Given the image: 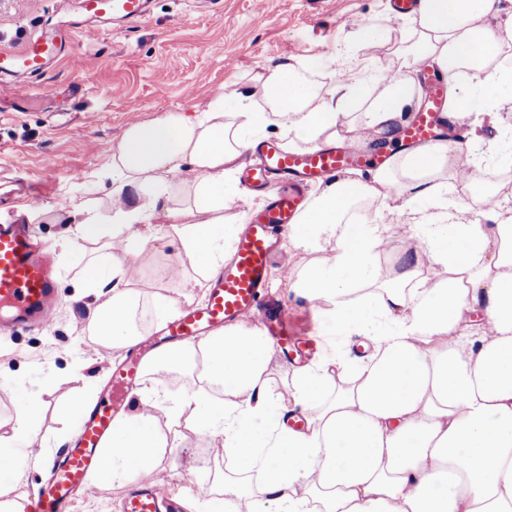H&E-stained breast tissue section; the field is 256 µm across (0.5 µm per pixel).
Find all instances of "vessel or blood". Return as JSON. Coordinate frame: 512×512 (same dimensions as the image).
Masks as SVG:
<instances>
[{
  "instance_id": "1",
  "label": "vessel or blood",
  "mask_w": 512,
  "mask_h": 512,
  "mask_svg": "<svg viewBox=\"0 0 512 512\" xmlns=\"http://www.w3.org/2000/svg\"><path fill=\"white\" fill-rule=\"evenodd\" d=\"M148 0H82L87 19L133 23L144 18ZM68 39L62 34L29 39L19 53L0 52V79L37 78L64 54ZM448 83L434 77L418 114L401 132L406 146L429 148L446 136L465 141L466 129L447 117ZM256 163L246 165L240 176L247 192L264 191L261 208L246 212L233 259L207 285L203 304L190 305L168 317L154 343L161 353L202 336L217 333L232 323L250 322L259 315L277 230L296 223L307 207L306 188L350 168L378 169L389 163L390 153L376 148L365 155L347 145L331 144L289 152L276 142L252 146ZM59 302L57 279L49 255L34 243L29 228L20 222L0 223V307L11 311L0 320V332L21 326L31 332L44 330ZM274 342L299 352L316 348L313 339L294 335L286 313L275 314L269 325ZM147 355L130 352L111 368L108 387L94 404L82 408L77 436L55 457L49 476L30 493L24 512H70L77 493L86 487L88 474L112 436L116 418L124 412L128 394L145 372ZM180 506L156 479L142 478L123 501V512H179Z\"/></svg>"
}]
</instances>
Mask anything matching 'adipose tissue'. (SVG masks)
Segmentation results:
<instances>
[{"label": "adipose tissue", "instance_id": "1", "mask_svg": "<svg viewBox=\"0 0 512 512\" xmlns=\"http://www.w3.org/2000/svg\"><path fill=\"white\" fill-rule=\"evenodd\" d=\"M497 4L420 0L395 50L399 67L378 75L369 99L364 78L340 79L324 96L305 66L285 62L266 79L264 106L220 91L192 114L129 126L101 175L108 217L90 204L74 210L77 237L126 246L125 258L103 249L84 262L98 299L89 335L116 348L139 336L133 283L154 219L169 224L185 256L164 279H183L188 265L207 279L231 258L236 228L224 222V201L246 149L269 126L289 148L353 131L391 137L417 104L427 63L448 80L455 121L485 108L489 86H512V70L498 63L512 45V19L485 23ZM463 153L453 141L417 148L386 170L329 181L289 228L293 249L308 256L289 271L290 288L367 336L369 362L321 360L276 395L269 342L239 324L149 361L152 376L189 370L222 385L223 399L200 387L170 412L219 435L239 473L262 474L266 512H512V224L499 222L478 179L480 218L458 221L461 204L441 176L456 173ZM357 207L375 222L356 220ZM404 212L414 216L412 239L392 242L387 218ZM384 242L399 261L387 271L378 263ZM428 264L442 278L429 281ZM164 402L151 394L117 419L91 485L153 474L167 446L156 415ZM292 402L305 407V430L281 421ZM37 433L38 414L22 401L12 434L0 435V460L22 468Z\"/></svg>", "mask_w": 512, "mask_h": 512}]
</instances>
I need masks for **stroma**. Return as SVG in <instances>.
Returning a JSON list of instances; mask_svg holds the SVG:
<instances>
[{"label": "stroma", "mask_w": 512, "mask_h": 512, "mask_svg": "<svg viewBox=\"0 0 512 512\" xmlns=\"http://www.w3.org/2000/svg\"><path fill=\"white\" fill-rule=\"evenodd\" d=\"M390 0H265V21L253 20V0H150L144 19L133 24L104 22L87 34L81 0H0V51L20 52L46 27L61 24L73 31L72 55L42 78L25 96L0 89V177L35 184V195L21 199L0 190V219L24 208L37 243L53 256L58 271L59 305L46 330L21 329L0 334V429L10 430L20 398L39 409V465L25 468L16 489L28 497L50 473L58 453L57 436L70 425L65 407L88 385L104 389L111 365L123 351L84 335L82 310L87 300L78 283L76 256L93 251L77 238L69 214L74 205H109L99 173L112 162V150L125 129L136 122L204 107L218 90L264 98L272 68L295 57L318 58L309 77L321 89L333 87L341 72L358 73L366 65L362 45L379 39L381 57L408 36L406 19L387 21ZM166 87L157 95V87ZM488 113L478 115L482 155L486 141L512 137V88L489 92ZM158 239L139 259L138 304L146 319L143 336L155 334L161 318L152 307L163 290L174 308L202 302L205 286L160 283L157 271L175 261L177 242L169 227L156 226ZM266 304L281 307L296 333L319 341L320 352L344 343L349 356H363L359 336L342 338L325 304L298 296L287 280L270 279ZM168 447L154 472L182 503L184 512L214 495L218 479L231 469L222 440L195 425L171 421L158 413ZM211 450L210 467H201L196 450ZM135 479L90 487L79 493L71 512H122Z\"/></svg>", "instance_id": "obj_1"}]
</instances>
